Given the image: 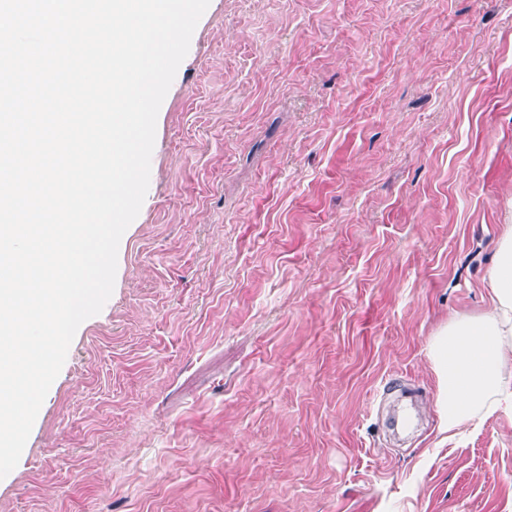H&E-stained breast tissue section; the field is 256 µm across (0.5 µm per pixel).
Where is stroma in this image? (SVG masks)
<instances>
[{
    "mask_svg": "<svg viewBox=\"0 0 512 512\" xmlns=\"http://www.w3.org/2000/svg\"><path fill=\"white\" fill-rule=\"evenodd\" d=\"M503 224L512 0H210L0 512H512L428 357Z\"/></svg>",
    "mask_w": 512,
    "mask_h": 512,
    "instance_id": "obj_1",
    "label": "stroma"
}]
</instances>
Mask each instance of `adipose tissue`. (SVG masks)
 <instances>
[{
  "label": "adipose tissue",
  "instance_id": "adipose-tissue-1",
  "mask_svg": "<svg viewBox=\"0 0 512 512\" xmlns=\"http://www.w3.org/2000/svg\"><path fill=\"white\" fill-rule=\"evenodd\" d=\"M491 308L449 319L433 336L439 431L456 436L501 407L512 408V225H504L490 269Z\"/></svg>",
  "mask_w": 512,
  "mask_h": 512
}]
</instances>
